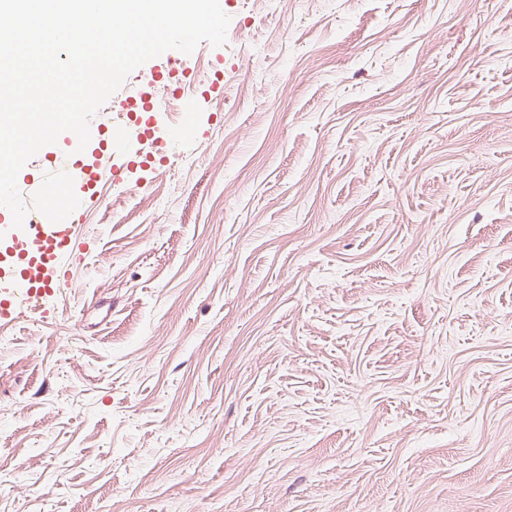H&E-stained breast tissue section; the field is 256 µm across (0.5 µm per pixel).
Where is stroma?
<instances>
[{
    "instance_id": "obj_1",
    "label": "stroma",
    "mask_w": 512,
    "mask_h": 512,
    "mask_svg": "<svg viewBox=\"0 0 512 512\" xmlns=\"http://www.w3.org/2000/svg\"><path fill=\"white\" fill-rule=\"evenodd\" d=\"M222 2L0 330V512H512V5Z\"/></svg>"
}]
</instances>
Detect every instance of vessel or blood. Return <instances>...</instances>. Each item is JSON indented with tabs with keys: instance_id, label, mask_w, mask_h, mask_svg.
Segmentation results:
<instances>
[{
	"instance_id": "1",
	"label": "vessel or blood",
	"mask_w": 512,
	"mask_h": 512,
	"mask_svg": "<svg viewBox=\"0 0 512 512\" xmlns=\"http://www.w3.org/2000/svg\"><path fill=\"white\" fill-rule=\"evenodd\" d=\"M129 102L137 119L113 123L110 147L78 161L73 176L86 188L78 208L58 223L50 222L38 211H29L23 229L13 241L9 259H0V323L10 324L25 309L54 300L63 284L69 257L89 245V230L83 217L103 204L98 191L102 178L123 180L131 167H148L153 147L187 139L186 127L173 122L168 125L170 138L157 133L151 118L161 106L152 92L138 91Z\"/></svg>"
}]
</instances>
